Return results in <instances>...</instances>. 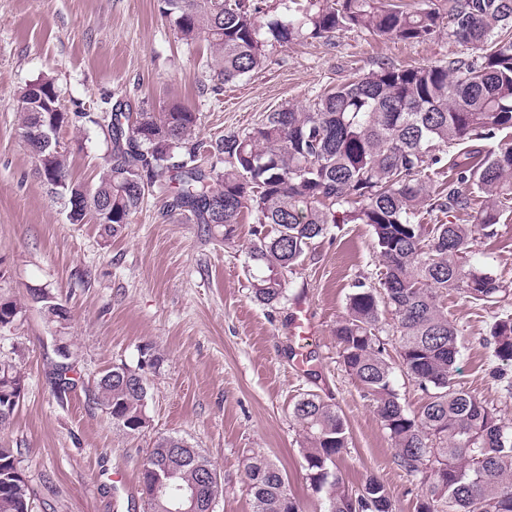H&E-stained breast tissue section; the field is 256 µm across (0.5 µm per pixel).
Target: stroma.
Listing matches in <instances>:
<instances>
[{
	"mask_svg": "<svg viewBox=\"0 0 512 512\" xmlns=\"http://www.w3.org/2000/svg\"><path fill=\"white\" fill-rule=\"evenodd\" d=\"M447 37L422 43L365 31L269 51L265 67L211 90L205 44L182 43L158 0H0V297L49 286L61 295L78 345L74 388L58 399L56 330L39 308L0 336V359L19 363L24 397L0 445L20 448V468L34 512H145L142 463L153 440L177 435L200 448L220 472L214 512H254L245 463L259 454L286 475L304 512H324L312 489L292 419L294 403L318 394L336 404L349 444L336 471L349 490L377 477L393 512H415L420 482L396 463L370 402L347 374L332 331L356 279L377 283L379 257L369 225L347 224L317 240L288 272L286 297L267 307L252 298L245 249L254 229L242 215L230 242L164 213L150 195L112 237L98 225L72 224L62 200L39 177L19 129L18 93L53 79L66 112L101 113L119 99L160 110L171 102L200 115L211 139L244 133L285 104L309 107L355 73L379 66H419L456 52ZM73 180L94 185L109 146L99 127L62 129ZM474 264L495 270L512 291V213L496 239L475 242ZM316 324L310 361L299 369L288 329L298 300ZM494 309L448 298V317L463 332L457 380L512 424V394L491 376L488 326ZM151 345L159 369L145 371L148 425L129 434L89 401L100 372L136 365Z\"/></svg>",
	"mask_w": 512,
	"mask_h": 512,
	"instance_id": "35a3bbf8",
	"label": "stroma"
}]
</instances>
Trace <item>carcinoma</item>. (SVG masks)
Instances as JSON below:
<instances>
[{
	"mask_svg": "<svg viewBox=\"0 0 512 512\" xmlns=\"http://www.w3.org/2000/svg\"><path fill=\"white\" fill-rule=\"evenodd\" d=\"M288 19L265 17L258 0H160V13L187 44L210 50L211 81L220 87L263 67L268 48L368 31L400 42H425L443 33L475 54L454 53L435 64L356 74L322 94L314 106L287 105L241 133L204 141L198 116L172 102L160 112L117 101L112 112L91 118L61 110L51 79L40 78L43 103L19 92L23 140L38 174L65 201L72 224L90 220L116 234L140 209L153 187L192 224L234 240L241 213L259 228L246 251L260 272L254 298L272 306L285 296L288 270L315 242L342 224H368L382 265L379 286L357 281L334 336L348 375L372 403L395 449L397 465L418 477L424 491L416 512H512V428L489 403L458 386L461 331L448 320V296L496 305L507 293L501 277L471 264L470 245L499 235L512 213V144L456 154L454 174L435 188L428 172L445 167L443 152L491 141L512 131V0H448V16L424 2L404 10L390 0H289ZM105 122L110 152L95 187L68 178L62 128L83 120ZM36 126L50 146L28 136ZM477 211L476 223L461 216ZM429 216L424 224L420 215ZM271 231L264 232L265 226ZM47 323L64 328L69 315L51 288H29L23 300L0 298V322L15 323L29 303ZM391 309L401 370L423 392L418 411L400 401L383 332L381 307ZM497 366L493 376L512 389V313L489 325ZM66 354L55 363L59 393L72 388L74 343L60 337ZM160 367L152 347L139 349L129 375L106 371L95 382L92 403L127 432L146 427L144 368ZM25 375L0 360V407L10 408L0 428L12 424L23 399ZM302 431L300 452L310 484L327 489L325 512H392L384 484L367 479L350 492L336 475V457L348 447V428L336 405L308 394L293 406ZM20 451L0 446V512H33L31 491L19 468ZM170 472L185 489L200 486L193 512H208L223 493L220 473L201 451L177 436L157 437L142 465ZM254 512H302L286 476L270 459H247Z\"/></svg>",
	"mask_w": 512,
	"mask_h": 512,
	"instance_id": "obj_1",
	"label": "carcinoma"
}]
</instances>
